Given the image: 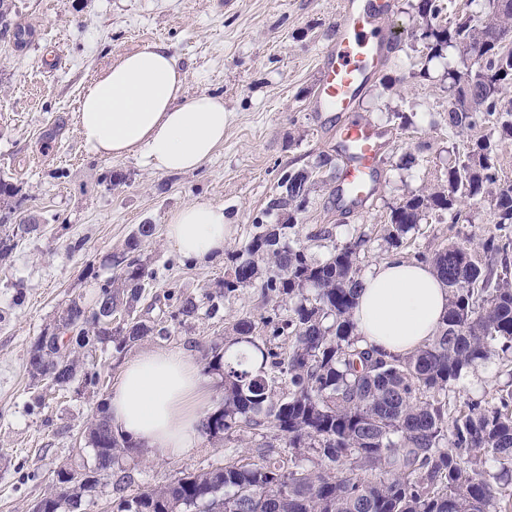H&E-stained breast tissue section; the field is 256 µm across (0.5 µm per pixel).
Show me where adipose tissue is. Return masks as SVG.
Here are the masks:
<instances>
[{
    "label": "adipose tissue",
    "instance_id": "1",
    "mask_svg": "<svg viewBox=\"0 0 512 512\" xmlns=\"http://www.w3.org/2000/svg\"><path fill=\"white\" fill-rule=\"evenodd\" d=\"M186 73L168 46L118 55L84 87L78 110L87 150L131 155L159 173L189 172L224 142V97L185 92ZM234 226L221 205L196 199L172 212L168 243L194 264L220 257ZM448 309L432 266L402 258L379 263L362 280L353 319L365 347L406 355L428 342ZM210 392L186 352L158 349L130 359L108 402L112 424L153 455L180 459L197 448Z\"/></svg>",
    "mask_w": 512,
    "mask_h": 512
}]
</instances>
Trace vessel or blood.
<instances>
[{
	"label": "vessel or blood",
	"instance_id": "b4317fda",
	"mask_svg": "<svg viewBox=\"0 0 512 512\" xmlns=\"http://www.w3.org/2000/svg\"><path fill=\"white\" fill-rule=\"evenodd\" d=\"M381 14V9L368 0H344L336 35L324 53L313 101L315 110L349 115L336 132V143L345 157L342 193L355 209L372 197L381 157L391 142L387 131L351 117L359 92L385 57L387 44L379 26Z\"/></svg>",
	"mask_w": 512,
	"mask_h": 512
}]
</instances>
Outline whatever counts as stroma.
Returning a JSON list of instances; mask_svg holds the SVG:
<instances>
[{
  "label": "stroma",
  "instance_id": "stroma-1",
  "mask_svg": "<svg viewBox=\"0 0 512 512\" xmlns=\"http://www.w3.org/2000/svg\"><path fill=\"white\" fill-rule=\"evenodd\" d=\"M343 0H14L16 21L32 26L22 49L0 30V173L19 188L22 204L0 237L14 246L0 257V512H29L47 491L53 470L84 450L85 429L97 408L107 406L125 363L152 349H179L204 362L211 340L240 317L259 318L276 308L275 298L252 287L210 303L208 293L223 279L226 259L197 266L168 244L169 214L198 198L223 205L234 222L231 249L243 247L267 214L278 180L306 168L319 155L338 158L340 112H315L313 94L321 58L334 38ZM410 0H389L387 37L397 47L377 79L357 100L354 115L390 132L377 175V189L360 210L337 191L338 167L314 177L309 202L291 239L314 260L334 246L362 239L359 266L432 255L454 243L478 249L500 236L489 204L464 203L459 223L429 215L392 246L383 227L392 206L429 184L446 180L448 161L463 141L448 128L447 60L426 61L415 42ZM162 43L186 72V91L224 95V144L199 169L157 173L140 157L103 159L82 142L77 109L83 86L116 55ZM427 77H420L421 68ZM409 117L405 127L393 113ZM415 159L402 165L404 153ZM124 176L113 183V172ZM140 224L156 233L141 258L153 274L139 315L161 317L170 288L202 302L200 315L182 324L167 321V336H149L116 352L96 345L85 362L100 372L103 389L74 382L54 391L33 387L26 362L33 339L53 326L71 299L92 302L99 283L112 277L110 254L118 252ZM512 389V363L499 357L465 372L448 393V410L466 402H493ZM261 438L243 428L224 439H201L188 457L167 460L133 448L121 466L130 476L128 495L169 484L185 470L252 461Z\"/></svg>",
  "mask_w": 512,
  "mask_h": 512
}]
</instances>
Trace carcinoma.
<instances>
[{
    "label": "carcinoma",
    "mask_w": 512,
    "mask_h": 512,
    "mask_svg": "<svg viewBox=\"0 0 512 512\" xmlns=\"http://www.w3.org/2000/svg\"><path fill=\"white\" fill-rule=\"evenodd\" d=\"M480 15L451 9V0H414L413 38L432 61L450 49L474 48L463 69L448 68V127L489 133L467 141L448 163L447 186L424 187L390 210L387 240L404 235L428 215L456 224L464 202H488L493 223L512 224V179L503 175L494 138L512 137V0H486ZM13 0H0V28L26 29L12 19ZM313 172L292 170L267 212L284 224H260L227 253L219 296L259 286L283 311L262 318L272 335L292 337L286 352L260 345L256 321L243 316L214 341L206 369L224 374V404L208 413L202 433L220 439L244 425L279 432L282 446L259 447L256 460L207 471H184L172 483L125 495L128 475L115 470L132 445L103 413L86 431L93 463H79L67 480L56 476L30 512H71L101 481L112 485V512H512V391L496 404L469 402L448 413L447 393L463 373L493 355L512 354V241L490 237L483 257L450 244L428 262L448 288V311L428 343L407 355H387L360 344L353 309L361 286L364 240L334 247L322 261L290 242ZM156 231L140 224L111 256L112 278L96 300H70L68 317L35 337L28 353L34 385L68 387L77 377L97 387L100 375L83 370L77 349L105 342L117 352L146 336H163L164 320L136 315L152 273L139 258ZM168 315L186 323L199 300L170 291ZM288 385L279 395L277 385ZM312 451L316 465L300 456Z\"/></svg>",
    "instance_id": "1"
}]
</instances>
